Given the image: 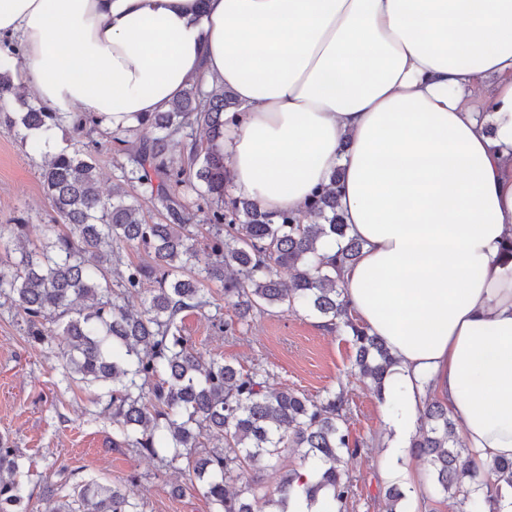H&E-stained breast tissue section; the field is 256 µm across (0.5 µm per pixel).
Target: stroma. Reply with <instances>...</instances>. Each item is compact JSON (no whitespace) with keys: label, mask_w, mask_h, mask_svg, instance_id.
Listing matches in <instances>:
<instances>
[{"label":"stroma","mask_w":512,"mask_h":512,"mask_svg":"<svg viewBox=\"0 0 512 512\" xmlns=\"http://www.w3.org/2000/svg\"><path fill=\"white\" fill-rule=\"evenodd\" d=\"M24 128L0 126V224H43L51 212L40 176L43 154L24 139ZM85 145L97 166L99 188L109 194L121 180L113 163V144L105 134L76 136L57 130L54 149ZM210 307L182 320L187 336L202 360L224 358L243 369L260 368L269 384L288 387L319 400L345 388L350 415L348 429L362 448L347 458L351 482L347 512H384L382 453L393 442L386 424V407L354 370L355 351L347 333L325 330L319 318L278 306L255 315L229 335L210 317L235 318L222 289L210 290ZM0 435L20 454V481L31 512H50L46 494H69L80 482L103 484L133 480L141 512H210L202 493L187 486L176 467L112 445V421L101 415L94 391L61 380L56 344L38 345L27 335L22 316L10 300L0 301ZM182 493H174L175 485Z\"/></svg>","instance_id":"stroma-1"}]
</instances>
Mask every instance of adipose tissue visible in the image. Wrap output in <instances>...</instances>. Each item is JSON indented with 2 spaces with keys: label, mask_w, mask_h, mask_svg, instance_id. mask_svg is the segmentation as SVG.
Returning a JSON list of instances; mask_svg holds the SVG:
<instances>
[{
  "label": "adipose tissue",
  "mask_w": 512,
  "mask_h": 512,
  "mask_svg": "<svg viewBox=\"0 0 512 512\" xmlns=\"http://www.w3.org/2000/svg\"><path fill=\"white\" fill-rule=\"evenodd\" d=\"M0 39L40 103L106 128L230 90V182L268 212L341 172L390 426L409 439L432 395L479 467L512 459V0H0Z\"/></svg>",
  "instance_id": "obj_1"
}]
</instances>
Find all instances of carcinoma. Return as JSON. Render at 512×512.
Instances as JSON below:
<instances>
[{
    "instance_id": "carcinoma-1",
    "label": "carcinoma",
    "mask_w": 512,
    "mask_h": 512,
    "mask_svg": "<svg viewBox=\"0 0 512 512\" xmlns=\"http://www.w3.org/2000/svg\"><path fill=\"white\" fill-rule=\"evenodd\" d=\"M21 49L0 48V123L35 132L32 148L50 145L63 116L44 105L5 111L15 95L12 70ZM237 109L234 95L191 85L167 112L147 115L135 127L101 129L93 115L77 112L73 132L96 130L118 146L115 164L124 180L150 189L160 221L150 222L137 197L115 187L103 195L92 156L62 149L44 157L41 178L53 212L48 224H0V247L32 231L40 246L12 251L0 263V295L14 303L32 342L60 336L62 380L102 389V412L112 419V446L155 457L164 466L186 460L190 483L214 505V512H288L297 487L309 504L324 489L336 512H345L350 482L344 456L360 452L346 426L344 391L320 400L293 390L271 389L268 375L245 371L225 359L203 361L181 334L182 314L210 305L207 284L224 290L239 324L254 314L285 305L323 320L331 331L352 336L354 364L384 400L396 359L385 341L355 323L348 313L343 265L355 262L362 245L348 237L336 208V185L317 190L306 211L272 215L257 202L226 196L227 161L220 143L227 115ZM184 142L176 157L170 142ZM196 194L191 200L187 191ZM205 214L208 244L200 256L193 240L192 211ZM339 245L320 255V243ZM128 249L143 251L147 264L124 260ZM286 268L285 281L278 269ZM154 287L145 288L146 282ZM54 320L56 327H46ZM422 424L410 448L428 460L434 493L455 497L459 512H500L502 486L512 489V460L496 461L494 487L486 486L475 454L459 442L448 405L426 398ZM206 452L198 453L196 449ZM293 449L300 460L280 472L272 489L249 471L276 464ZM316 468V482L303 471ZM19 455L0 437V512H28L18 481ZM240 483L230 492L227 484ZM387 512H405V489H385ZM51 512H139L132 483L87 481L55 501Z\"/></svg>"
}]
</instances>
